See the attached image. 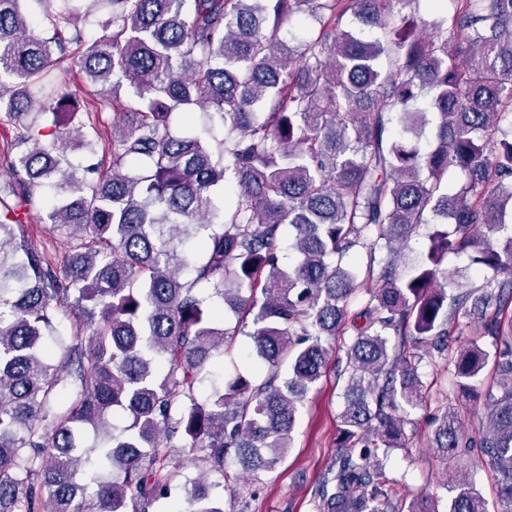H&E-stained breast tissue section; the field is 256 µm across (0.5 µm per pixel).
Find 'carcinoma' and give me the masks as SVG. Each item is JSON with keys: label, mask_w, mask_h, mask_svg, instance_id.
<instances>
[{"label": "carcinoma", "mask_w": 512, "mask_h": 512, "mask_svg": "<svg viewBox=\"0 0 512 512\" xmlns=\"http://www.w3.org/2000/svg\"><path fill=\"white\" fill-rule=\"evenodd\" d=\"M73 2L0 0V114L15 128L0 153V512H150L177 476L178 436L205 467L185 484L186 512H223L209 476L229 480L231 462L256 481L287 456L338 335L350 337L344 406L318 512H417L381 462L412 442L434 351L485 426L439 406L432 447L494 465L497 512H512V235L494 242L512 224V0H450L445 25L420 18V0H107L88 45ZM298 14L313 26L294 43ZM66 60L116 116L108 169L66 158L99 149L75 125ZM197 108L222 139L171 130L174 112ZM450 168L463 177L453 193ZM41 192L69 243L61 258L25 234ZM423 227V257L403 270ZM358 248L362 275L344 262ZM461 253L482 283L450 294L448 257ZM217 304L250 323L266 377L238 373L201 401L238 335L217 325ZM64 312L71 335L43 348ZM462 319L491 347L450 348ZM447 483L448 512H488L470 482Z\"/></svg>", "instance_id": "obj_1"}]
</instances>
